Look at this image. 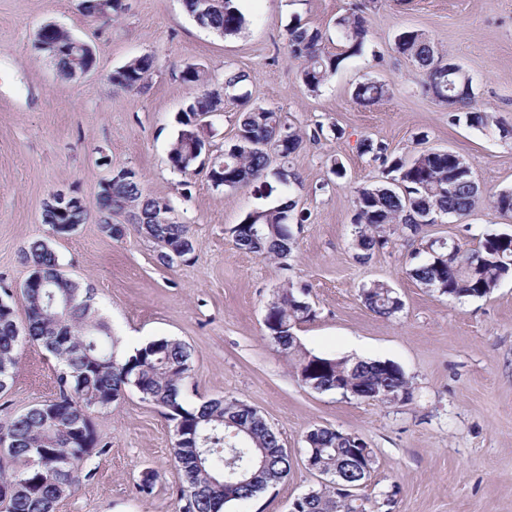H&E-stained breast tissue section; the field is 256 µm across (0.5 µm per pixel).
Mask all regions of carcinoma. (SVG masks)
Returning a JSON list of instances; mask_svg holds the SVG:
<instances>
[{
	"label": "carcinoma",
	"mask_w": 512,
	"mask_h": 512,
	"mask_svg": "<svg viewBox=\"0 0 512 512\" xmlns=\"http://www.w3.org/2000/svg\"><path fill=\"white\" fill-rule=\"evenodd\" d=\"M375 0H360L351 12L336 20L344 52L326 51L325 33L296 20L286 30L290 58L299 61L300 79L309 91L317 92L336 73L347 58L363 53L369 42L365 9ZM190 16L201 27L220 36H236L246 26L237 0H183ZM51 41L64 49L55 54L46 49L60 73L74 76L80 53L72 46L74 37L63 27L52 30ZM395 51L417 64L425 93L465 114L466 122L483 129L496 122L495 116L476 107L475 95H448V79L458 82L473 78L459 64L439 55L418 30L405 29L395 37ZM154 67V57H135L114 70L112 85L124 91L141 89ZM182 81L192 88L205 84L203 73L188 65L181 71ZM249 81L244 71L224 75L222 90L204 89L196 93L182 110L181 129L168 153L171 168L186 174L205 150L206 142L186 135L201 115L219 112L224 97L235 98ZM388 93L383 84L367 81L358 84L354 97L374 103ZM245 107L237 139L224 148V170L216 171L224 189L234 190L268 177L271 155L283 165L273 171L283 186L294 177L284 163L303 144V136L288 130L284 139L270 140L284 125L273 108ZM362 152L381 162L389 176L359 188L355 196L354 248L357 258L367 260L387 244L385 227L400 224L412 233L421 225L418 213L435 219L464 217L475 206L479 192L468 183L463 163L455 153L421 150L406 160L392 155L383 145L366 140ZM122 177L110 178L109 192L97 194L95 208L104 207L126 213L137 204L135 229L144 232L158 248L160 263L170 266L171 249L191 239L186 224L172 222V208L144 192L137 173L121 169ZM493 207L512 213V188L492 196ZM297 202L256 208L229 229L235 245L263 258H283L293 245L289 222H304L296 213ZM29 267L44 274L50 287L24 285L20 296L26 308V324L19 329L13 303L14 292L0 283V393L7 392L14 380L20 350V336L44 347L59 364L57 392L23 412L0 420V512H56V504L81 482L79 464L105 444L97 432L94 415L112 408L129 386L142 399L162 410L173 424L174 464L180 475L176 512H224L230 501L248 502L282 482L291 471V459L283 451L280 436L264 418L237 400L213 398L197 407L183 400V386L190 377L194 353L179 340L161 338L142 344L124 361L116 359L117 340L108 322L94 306L90 290L66 277L59 269V257L49 241L37 239L23 253ZM410 276L421 284L451 298H482L512 276V238L489 234L470 253L448 259L443 251L431 250L429 257L410 269ZM395 292L374 282L364 291L366 306L377 316L390 318L401 310L393 302ZM300 298L283 293L266 308L268 338L281 352L297 350L291 336L294 329L314 316L312 309L298 306ZM324 362L319 375L325 391L339 392L344 387L365 388L367 399L382 403L410 397V381L403 370L390 361L336 359L310 352L303 353L297 371H311ZM306 442L318 449L315 463L327 483L304 494L303 512H370L365 503L342 498L339 486L363 485L369 473L351 463L354 448H365L356 436L329 428L308 432ZM367 449V448H365ZM373 451L367 449V467H372ZM249 470L250 481L224 485L231 471Z\"/></svg>",
	"instance_id": "1"
}]
</instances>
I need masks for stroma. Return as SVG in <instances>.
Here are the masks:
<instances>
[{"label": "stroma", "instance_id": "35a3bbf8", "mask_svg": "<svg viewBox=\"0 0 512 512\" xmlns=\"http://www.w3.org/2000/svg\"><path fill=\"white\" fill-rule=\"evenodd\" d=\"M356 0H238L243 32L224 37L200 27L183 0H124L105 23L82 14L77 0H0V278L20 290L30 274L21 254L49 236L43 204L60 189L94 204L114 170L137 172L147 194L168 203L189 224L194 251L166 266L152 241L126 229L108 236L96 217L66 237L51 238L62 271L92 288L113 334L131 347L178 339L194 351L187 405L222 397L255 407L278 432L292 461L288 477L249 503L224 512H290L292 502L325 478L307 465L306 435L325 427L350 433L374 452L361 496L388 501L389 512H512V277L483 298L448 299L409 274L434 240L475 249L488 233H512V215L490 205L512 187V0H377L365 13L370 43L345 60L318 93L301 83L285 34L294 17L326 34L339 52L338 17ZM56 23L90 45L96 62L85 75L64 77L36 47L41 26ZM420 30L472 76L476 104L495 125L469 127L463 113L423 93L416 66L394 50L395 34ZM150 54L145 88L115 89L110 74ZM188 65L209 81L242 70L251 103L280 112L305 139L288 163L290 188L215 187L208 169L174 173L167 153L192 90L179 77ZM387 84L376 103L356 101L358 83ZM241 107L225 99L202 134L213 156L238 133ZM368 139L394 155L419 148L464 157L481 188L468 216L426 224L418 233L387 226L388 242L368 260L352 245L357 188L385 180L380 162L361 153ZM346 175L336 178L333 163ZM297 201L306 219L294 225L284 259L238 249L228 230L256 208ZM380 281L403 302L384 319L364 304V287ZM315 315L295 334L302 350L336 358L389 360L412 384L409 400L380 403L316 392L297 374V355H284L267 336L268 303L286 290ZM56 386V361L23 344L19 371L0 394V415L21 413ZM104 449L82 466L90 477L63 498L57 512H175L179 474L171 423L155 405L127 389L96 414ZM154 478L152 494L138 485Z\"/></svg>", "mask_w": 512, "mask_h": 512}]
</instances>
